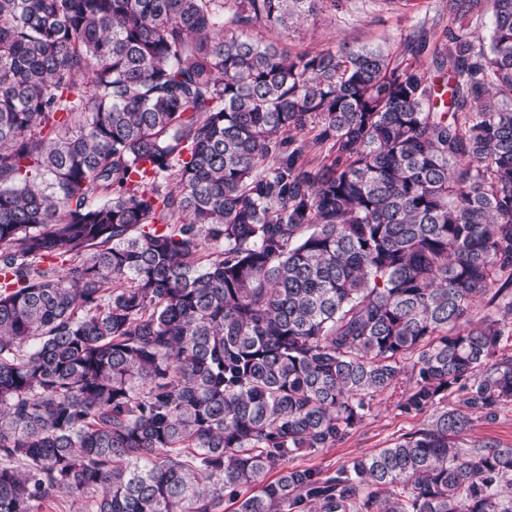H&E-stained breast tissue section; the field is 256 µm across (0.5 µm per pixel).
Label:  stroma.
I'll use <instances>...</instances> for the list:
<instances>
[{
	"label": "stroma",
	"instance_id": "1",
	"mask_svg": "<svg viewBox=\"0 0 512 512\" xmlns=\"http://www.w3.org/2000/svg\"><path fill=\"white\" fill-rule=\"evenodd\" d=\"M448 25L446 0H341L338 8L310 17L300 26L268 31L265 37L293 54L350 45L379 48L398 59L412 36L424 33L433 41ZM427 422V415L399 413L385 398L375 404L356 431L335 447L296 457L292 464L329 475L349 460L391 447L399 437L425 428ZM490 439L512 446V404L503 406L496 420L475 421L460 445L469 448Z\"/></svg>",
	"mask_w": 512,
	"mask_h": 512
}]
</instances>
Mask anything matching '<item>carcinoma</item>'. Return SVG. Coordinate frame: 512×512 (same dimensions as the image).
<instances>
[{"label":"carcinoma","mask_w":512,"mask_h":512,"mask_svg":"<svg viewBox=\"0 0 512 512\" xmlns=\"http://www.w3.org/2000/svg\"><path fill=\"white\" fill-rule=\"evenodd\" d=\"M339 2L0 0V512H512V0L430 69L249 33ZM394 399L385 397L377 402L365 422L334 448L300 455L290 460L288 466L315 468L330 475L343 463L389 448L399 437L426 427L429 413L400 414L392 406ZM490 439L503 446H512V404L503 406L494 421H475L472 430L462 436L459 445L472 448L475 442Z\"/></svg>","instance_id":"1"}]
</instances>
